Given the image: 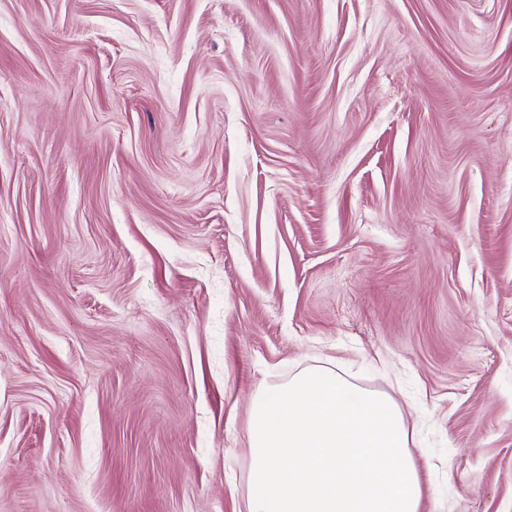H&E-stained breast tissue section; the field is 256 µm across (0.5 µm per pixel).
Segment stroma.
<instances>
[{
	"label": "stroma",
	"mask_w": 512,
	"mask_h": 512,
	"mask_svg": "<svg viewBox=\"0 0 512 512\" xmlns=\"http://www.w3.org/2000/svg\"><path fill=\"white\" fill-rule=\"evenodd\" d=\"M319 365L512 512V0H0V512H238Z\"/></svg>",
	"instance_id": "obj_1"
}]
</instances>
